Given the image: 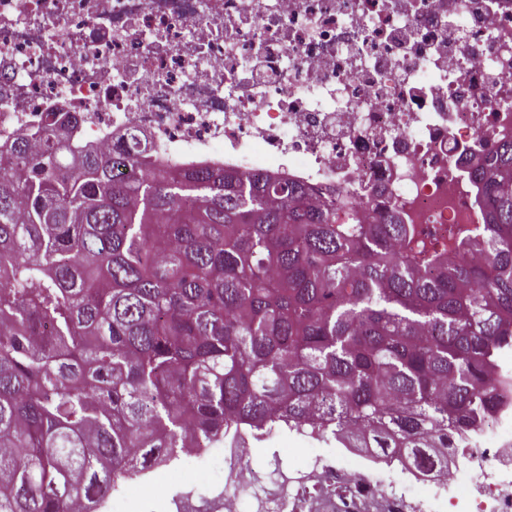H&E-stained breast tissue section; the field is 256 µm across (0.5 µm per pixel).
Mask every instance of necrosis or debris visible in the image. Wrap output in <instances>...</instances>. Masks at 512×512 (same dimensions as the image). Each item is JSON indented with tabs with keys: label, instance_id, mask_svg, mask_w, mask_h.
<instances>
[{
	"label": "necrosis or debris",
	"instance_id": "necrosis-or-debris-1",
	"mask_svg": "<svg viewBox=\"0 0 512 512\" xmlns=\"http://www.w3.org/2000/svg\"><path fill=\"white\" fill-rule=\"evenodd\" d=\"M68 117L139 140L159 169L209 165L347 193L369 219L455 243L485 224L473 178L512 142V0H0V145ZM445 475L352 448L258 477L217 453L208 496L168 512H512V359Z\"/></svg>",
	"mask_w": 512,
	"mask_h": 512
}]
</instances>
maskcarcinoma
<instances>
[{"label": "carcinoma", "mask_w": 512, "mask_h": 512, "mask_svg": "<svg viewBox=\"0 0 512 512\" xmlns=\"http://www.w3.org/2000/svg\"><path fill=\"white\" fill-rule=\"evenodd\" d=\"M474 179L480 265L261 172L18 137L0 151V512H92L144 464L275 429L433 465L448 427L495 407L512 345V142Z\"/></svg>", "instance_id": "carcinoma-1"}]
</instances>
